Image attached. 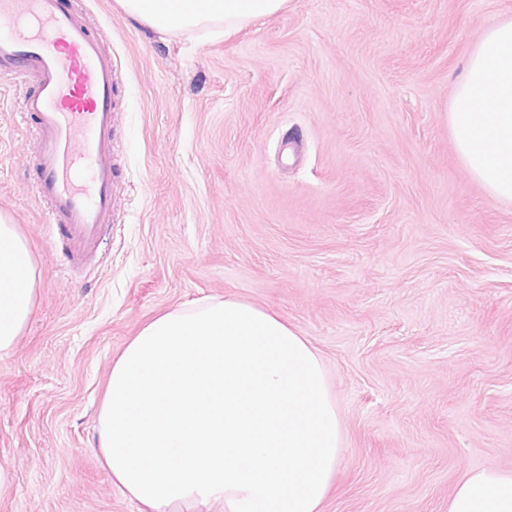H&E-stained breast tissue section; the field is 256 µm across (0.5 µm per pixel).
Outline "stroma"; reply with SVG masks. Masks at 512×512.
<instances>
[{"label": "stroma", "instance_id": "stroma-1", "mask_svg": "<svg viewBox=\"0 0 512 512\" xmlns=\"http://www.w3.org/2000/svg\"><path fill=\"white\" fill-rule=\"evenodd\" d=\"M70 3L118 69L114 222L85 273L60 266L1 66L0 212L39 278L0 359V512H138L98 454L112 361L205 297L320 354L345 436L322 512H448L468 471L511 472L512 207L468 175L448 108L512 0H289L179 34Z\"/></svg>", "mask_w": 512, "mask_h": 512}]
</instances>
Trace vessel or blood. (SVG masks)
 Wrapping results in <instances>:
<instances>
[{
	"label": "vessel or blood",
	"mask_w": 512,
	"mask_h": 512,
	"mask_svg": "<svg viewBox=\"0 0 512 512\" xmlns=\"http://www.w3.org/2000/svg\"><path fill=\"white\" fill-rule=\"evenodd\" d=\"M0 63L25 86L36 193L67 270L84 268L113 221L116 75L111 55L67 0H0Z\"/></svg>",
	"instance_id": "1"
}]
</instances>
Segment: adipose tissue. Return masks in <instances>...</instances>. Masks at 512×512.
<instances>
[{
    "label": "adipose tissue",
    "mask_w": 512,
    "mask_h": 512,
    "mask_svg": "<svg viewBox=\"0 0 512 512\" xmlns=\"http://www.w3.org/2000/svg\"><path fill=\"white\" fill-rule=\"evenodd\" d=\"M161 33L233 30L288 0H117ZM470 178L512 205V18L489 24L448 111ZM37 265L0 214V357L36 303ZM113 485L139 512H322L344 451L326 368L305 336L235 298L174 308L148 322L112 362L98 416ZM448 512H512V472H467Z\"/></svg>",
    "instance_id": "1"
}]
</instances>
